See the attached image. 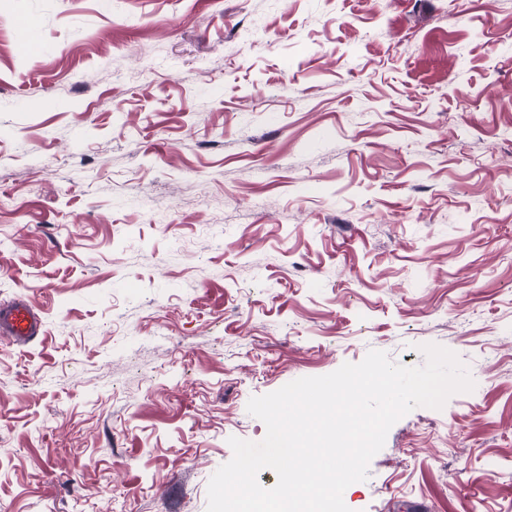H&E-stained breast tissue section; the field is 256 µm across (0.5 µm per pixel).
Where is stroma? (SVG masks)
<instances>
[{"label": "stroma", "mask_w": 512, "mask_h": 512, "mask_svg": "<svg viewBox=\"0 0 512 512\" xmlns=\"http://www.w3.org/2000/svg\"><path fill=\"white\" fill-rule=\"evenodd\" d=\"M0 512H207L251 397L475 382L351 512H512V0H0ZM42 319L24 299L0 307V333L15 341L29 342L40 335Z\"/></svg>", "instance_id": "obj_1"}]
</instances>
